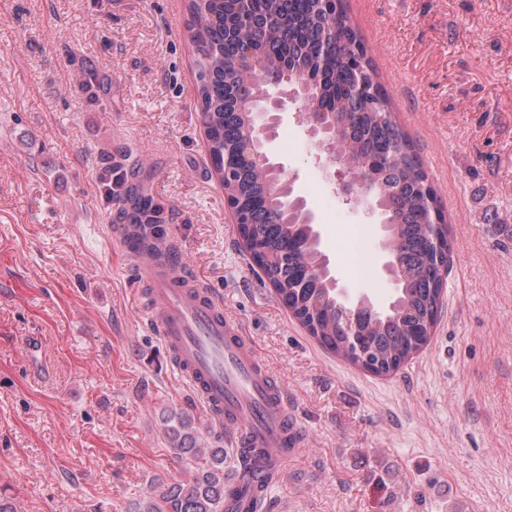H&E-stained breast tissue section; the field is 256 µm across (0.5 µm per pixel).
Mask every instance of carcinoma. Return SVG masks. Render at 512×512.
<instances>
[{"mask_svg": "<svg viewBox=\"0 0 512 512\" xmlns=\"http://www.w3.org/2000/svg\"><path fill=\"white\" fill-rule=\"evenodd\" d=\"M188 39L200 56L197 94L203 132L213 171L224 180L243 213L245 228L262 241L258 266L277 297L323 348L352 365L370 364L367 372L387 375L430 341L442 304L440 266L451 250L446 217L414 147L397 123L384 87L376 80L367 52L356 55L359 39L345 7L319 0H250V23L267 34H240L238 0H189ZM265 71L282 65L314 87L308 112H331L336 157L357 166L368 186V199L388 225L395 245L397 288L389 308L358 309L336 293L323 263L313 226L302 224L296 197L269 183L246 160L224 170V152L244 147L253 113L254 91L241 75L256 58ZM142 229L140 240H156L153 215L141 196L123 212ZM168 437L177 458L187 462L191 479L160 484L131 512H224V449L199 448L192 419L177 416Z\"/></svg>", "mask_w": 512, "mask_h": 512, "instance_id": "cac0c4a2", "label": "carcinoma"}]
</instances>
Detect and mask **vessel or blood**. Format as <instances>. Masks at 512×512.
Masks as SVG:
<instances>
[{
  "label": "vessel or blood",
  "mask_w": 512,
  "mask_h": 512,
  "mask_svg": "<svg viewBox=\"0 0 512 512\" xmlns=\"http://www.w3.org/2000/svg\"><path fill=\"white\" fill-rule=\"evenodd\" d=\"M116 239L144 259L148 321L185 383L205 405L210 423L232 448L249 451L245 475L226 484L227 512H263L271 487L307 436L288 407V392L224 314L221 300L189 274L171 244L141 247L136 227L118 224Z\"/></svg>",
  "instance_id": "vessel-or-blood-1"
}]
</instances>
